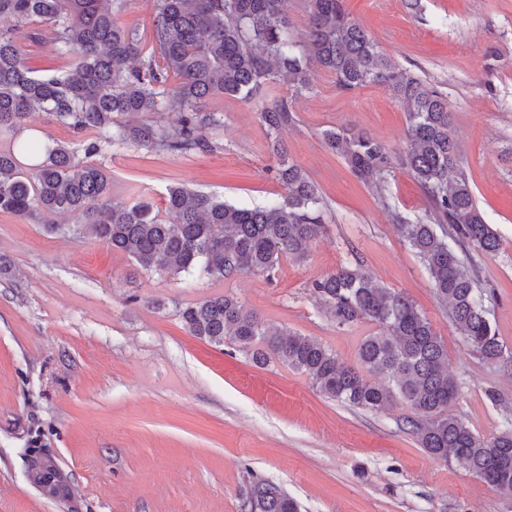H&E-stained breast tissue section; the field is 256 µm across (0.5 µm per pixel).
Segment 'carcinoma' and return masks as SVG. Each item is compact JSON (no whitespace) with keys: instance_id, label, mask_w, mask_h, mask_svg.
<instances>
[{"instance_id":"1","label":"carcinoma","mask_w":512,"mask_h":512,"mask_svg":"<svg viewBox=\"0 0 512 512\" xmlns=\"http://www.w3.org/2000/svg\"><path fill=\"white\" fill-rule=\"evenodd\" d=\"M113 0H0V135L16 130L33 112H46L77 133H93L77 149L55 143L33 162L35 143L0 151V212L25 217L39 211L42 223L77 213L87 232L126 254L143 271L173 276L196 270L222 280L236 274L271 276L282 259L301 261L325 230L317 185L288 161L279 134L297 122L293 100L313 90L314 68L333 74L351 91L366 84L389 90L407 107L406 145L389 150L354 127L322 132L324 146L378 196L397 170L424 188L430 210L411 219L390 211L400 236L420 258L433 289L465 342L482 359L512 368L489 318V296L464 267L456 247L486 254L499 247L486 224L462 167L451 133L448 100L386 57L353 22L345 0H306L308 26L291 30L285 0H155L150 50L121 26ZM31 23L72 70L37 75L20 48ZM284 84L291 97L265 99L270 84ZM228 95L262 99L259 119L279 158L273 175L286 190L263 207H236L185 186L167 190L162 219L152 205L108 204L110 177L91 157L101 142L187 154L210 147L218 125L199 102ZM168 112V127L139 120L144 112ZM125 116L121 124L114 118ZM312 294L337 325L369 321L379 331L365 337L357 361L348 364L310 336L261 322L238 299L222 295L185 307L189 332L222 345L229 341L261 365L272 359L301 371L326 397L367 410L405 402L413 415L403 426L426 452L453 460L497 489L512 491V428L491 439L475 434L448 413L459 384L448 372V353L429 318L404 293L382 288L358 259L311 285ZM30 481L49 497H68L56 462L45 457L28 467ZM242 512H298L279 487L253 482Z\"/></svg>"}]
</instances>
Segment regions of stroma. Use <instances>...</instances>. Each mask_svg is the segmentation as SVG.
I'll list each match as a JSON object with an SVG mask.
<instances>
[{
    "mask_svg": "<svg viewBox=\"0 0 512 512\" xmlns=\"http://www.w3.org/2000/svg\"><path fill=\"white\" fill-rule=\"evenodd\" d=\"M345 9L387 57L448 97L473 195L500 239L495 253L470 257L512 352V0H345ZM201 106L219 119L211 150L103 146L95 160L112 178L110 202L146 199L160 213L174 185L248 208L283 194L257 106L226 95ZM294 106L298 121L280 138L318 184L326 230L273 278L138 273L124 253L71 232L79 216L52 231L0 212V512H241L258 479L280 486L299 512H512V497L420 447L402 427L407 404L347 406L306 374L256 364L184 326L187 305L231 295L355 363L374 325H336L310 286L358 259L441 336L460 386L450 413L487 439L512 422V370L467 346L390 220L393 210L425 214L419 183L398 170L376 195L323 145V130L352 124L398 149L404 106L378 85L340 91L321 69ZM31 448L56 460L69 497L48 498L29 482Z\"/></svg>",
    "mask_w": 512,
    "mask_h": 512,
    "instance_id": "stroma-1",
    "label": "stroma"
}]
</instances>
